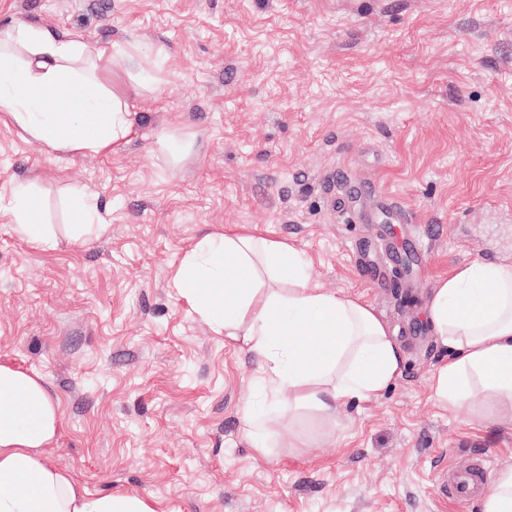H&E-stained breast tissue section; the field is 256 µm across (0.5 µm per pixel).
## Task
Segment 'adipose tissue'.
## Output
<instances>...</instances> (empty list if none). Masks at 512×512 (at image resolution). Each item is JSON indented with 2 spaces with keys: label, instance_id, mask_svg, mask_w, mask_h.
Masks as SVG:
<instances>
[{
  "label": "adipose tissue",
  "instance_id": "ef3b65f1",
  "mask_svg": "<svg viewBox=\"0 0 512 512\" xmlns=\"http://www.w3.org/2000/svg\"><path fill=\"white\" fill-rule=\"evenodd\" d=\"M129 55L17 23L0 29V113L56 152H116L137 132L130 101L104 85L101 62ZM14 232L40 251L55 238L36 217L30 190L17 184L0 203ZM173 284L225 339L259 365L260 402L245 411L248 441L269 456L283 400L326 419L352 401L377 398L401 374V354L373 305L310 287L307 263L289 243L243 227L200 238L182 258ZM427 317L445 360L431 390L446 410L474 387L491 402L512 401V264L475 261L438 278ZM62 415L45 379L0 361V512H156L130 494H90L51 466Z\"/></svg>",
  "mask_w": 512,
  "mask_h": 512
}]
</instances>
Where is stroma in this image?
Wrapping results in <instances>:
<instances>
[{
	"label": "stroma",
	"mask_w": 512,
	"mask_h": 512,
	"mask_svg": "<svg viewBox=\"0 0 512 512\" xmlns=\"http://www.w3.org/2000/svg\"><path fill=\"white\" fill-rule=\"evenodd\" d=\"M48 26L133 53L105 65L138 136L114 154H61L0 116V196L28 185L57 241L44 253L0 210V361L44 376L63 426L51 466L91 494L158 512H482L440 504L451 464H512V406L477 428L472 391L439 406L446 350L427 318L437 278L512 264V0H0V28ZM171 130L179 162L158 149ZM392 197L429 244L411 279L379 291L360 240L395 249L405 224L338 208L345 180ZM86 195L102 228L73 243ZM251 225L292 243L310 284L372 303L402 375L336 425L280 408L300 447L259 457L244 439L258 364L172 286L204 235Z\"/></svg>",
	"instance_id": "stroma-1"
}]
</instances>
